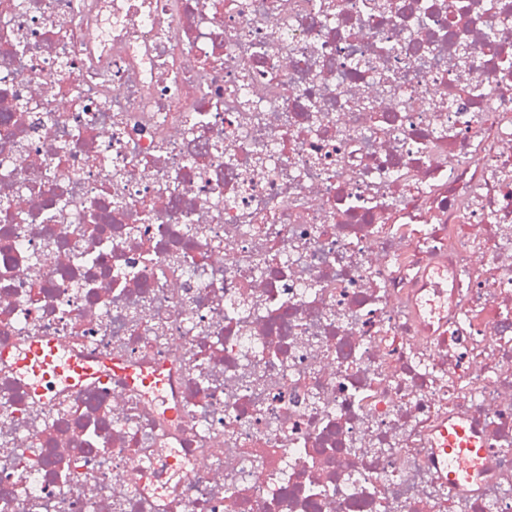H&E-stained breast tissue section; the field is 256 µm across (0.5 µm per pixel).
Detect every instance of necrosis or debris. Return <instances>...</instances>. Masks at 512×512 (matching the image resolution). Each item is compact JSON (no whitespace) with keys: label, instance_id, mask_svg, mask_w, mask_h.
<instances>
[{"label":"necrosis or debris","instance_id":"1","mask_svg":"<svg viewBox=\"0 0 512 512\" xmlns=\"http://www.w3.org/2000/svg\"><path fill=\"white\" fill-rule=\"evenodd\" d=\"M9 2L0 512H512V0ZM18 366L33 367L35 391L43 395L46 392L44 383L52 378L53 374L68 372L71 381L83 382L94 377L93 368L81 360L60 354L53 341L42 339L30 343L25 358L17 362Z\"/></svg>","mask_w":512,"mask_h":512}]
</instances>
